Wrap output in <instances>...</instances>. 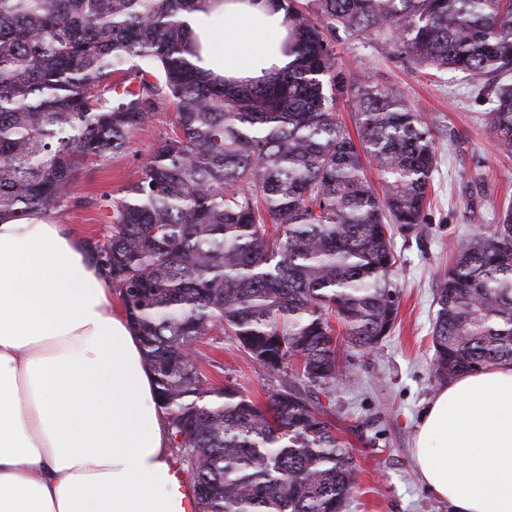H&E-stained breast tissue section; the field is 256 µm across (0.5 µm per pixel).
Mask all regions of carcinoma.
<instances>
[{"label":"carcinoma","mask_w":512,"mask_h":512,"mask_svg":"<svg viewBox=\"0 0 512 512\" xmlns=\"http://www.w3.org/2000/svg\"><path fill=\"white\" fill-rule=\"evenodd\" d=\"M198 2L0 0V218L70 207L87 163L172 112L88 247L138 333L197 512H343L356 466L322 399L394 328L392 225L425 223L438 149L398 91L336 68L337 46L462 75L511 154L512 0H276L295 59L240 87L189 57ZM435 301V380L512 365V202L459 241ZM220 334L271 378L264 403L203 369L197 344Z\"/></svg>","instance_id":"carcinoma-1"}]
</instances>
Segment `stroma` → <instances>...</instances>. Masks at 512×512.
Instances as JSON below:
<instances>
[{
  "label": "stroma",
  "mask_w": 512,
  "mask_h": 512,
  "mask_svg": "<svg viewBox=\"0 0 512 512\" xmlns=\"http://www.w3.org/2000/svg\"><path fill=\"white\" fill-rule=\"evenodd\" d=\"M337 65L399 91L433 124L438 147L426 222L394 238L393 277L400 291L395 328L373 352L352 354L349 376L328 404L357 469L344 512H448L447 502L421 482L412 457L422 412L439 387L430 375L434 290L458 241L496 223L501 204L512 196V157L496 152L484 122L486 102L457 78L441 80L404 61L346 45L337 48ZM169 130V113L157 112L136 132L128 151L106 164H89L58 222L80 236H99L105 197L125 194L140 176L141 161ZM198 349L218 361L211 371L216 384L236 383L244 395L264 402L268 377L230 337L204 340Z\"/></svg>",
  "instance_id": "obj_1"
}]
</instances>
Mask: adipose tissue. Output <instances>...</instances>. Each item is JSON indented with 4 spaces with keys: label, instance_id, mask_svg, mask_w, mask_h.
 I'll return each mask as SVG.
<instances>
[{
    "label": "adipose tissue",
    "instance_id": "adipose-tissue-1",
    "mask_svg": "<svg viewBox=\"0 0 512 512\" xmlns=\"http://www.w3.org/2000/svg\"><path fill=\"white\" fill-rule=\"evenodd\" d=\"M185 21L200 67L225 84L291 60L270 0H206ZM113 295L69 225L0 221V512H185L166 414ZM414 458L452 512H512V365L440 387Z\"/></svg>",
    "mask_w": 512,
    "mask_h": 512
}]
</instances>
